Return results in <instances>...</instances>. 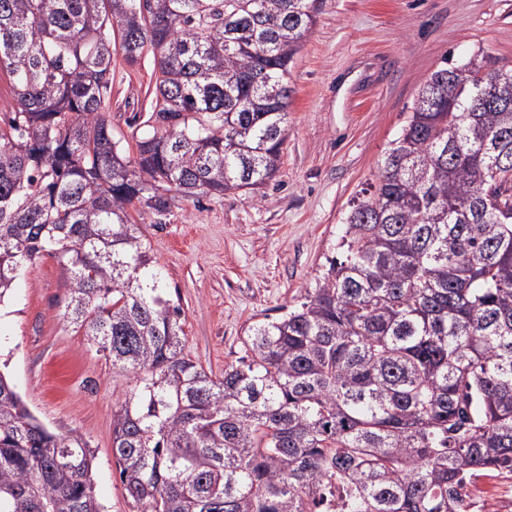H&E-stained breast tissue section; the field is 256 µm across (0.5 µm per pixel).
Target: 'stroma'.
Segmentation results:
<instances>
[{"instance_id": "stroma-1", "label": "stroma", "mask_w": 512, "mask_h": 512, "mask_svg": "<svg viewBox=\"0 0 512 512\" xmlns=\"http://www.w3.org/2000/svg\"><path fill=\"white\" fill-rule=\"evenodd\" d=\"M477 54L512 65V0H325L290 68L275 177L256 190L174 196L162 217L132 215L181 307L194 362L222 378L250 326L302 301L338 254L345 217L374 184L419 91L435 71ZM154 72L151 50L132 65L112 58L105 112L130 156L152 110ZM67 285L56 257L24 268L0 306V371L47 427L87 443L106 512H137L112 455V405L133 379L63 320Z\"/></svg>"}]
</instances>
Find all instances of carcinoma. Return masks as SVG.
Returning <instances> with one entry per match:
<instances>
[{
  "label": "carcinoma",
  "instance_id": "1",
  "mask_svg": "<svg viewBox=\"0 0 512 512\" xmlns=\"http://www.w3.org/2000/svg\"><path fill=\"white\" fill-rule=\"evenodd\" d=\"M323 0H0V303L69 272L63 318L133 376L112 454L137 512H466L512 474V68L440 69L353 203L342 258L215 379L130 210L277 172L289 65ZM155 60L137 157L104 107L112 56ZM498 74L487 87L481 74ZM94 457L0 373V512H104Z\"/></svg>",
  "mask_w": 512,
  "mask_h": 512
}]
</instances>
